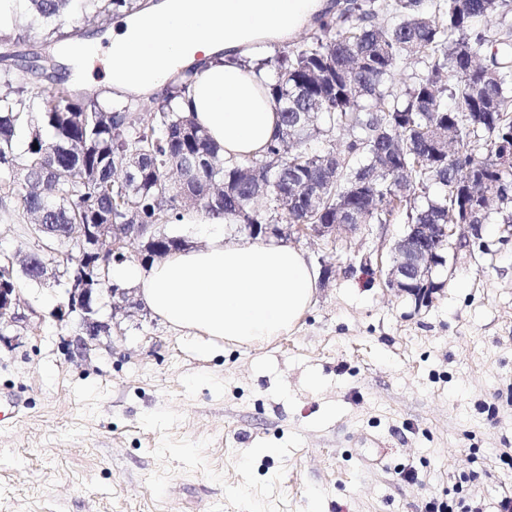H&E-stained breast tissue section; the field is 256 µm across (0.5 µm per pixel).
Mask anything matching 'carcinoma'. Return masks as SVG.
Masks as SVG:
<instances>
[{
    "mask_svg": "<svg viewBox=\"0 0 512 512\" xmlns=\"http://www.w3.org/2000/svg\"><path fill=\"white\" fill-rule=\"evenodd\" d=\"M38 27L0 28V51L38 36L51 47L77 36L80 17L102 23L140 10L137 0H24ZM392 22H377L379 13ZM512 0H344L318 19V34L277 52L265 82L281 129L260 157L227 160L194 116L178 109L190 68L169 83L149 118L129 121V107L88 95L61 79L33 91L25 65H0V204L12 202L20 236L36 246L21 265L0 252V288L48 278L65 288H110L112 235L126 224L165 232L140 240L150 263L185 247L167 232L196 215L236 224H335L346 212L361 224L466 222L475 203L472 174L494 190L498 214L512 223V24L481 29ZM424 73L403 92L391 77L403 58ZM453 100L448 106L447 99ZM317 115L319 125L298 123ZM337 130L343 148L314 147ZM458 143L452 155L432 139ZM38 149H33V146ZM336 156V175L327 173ZM358 158L356 166L350 159ZM440 192L430 194V187Z\"/></svg>",
    "mask_w": 512,
    "mask_h": 512,
    "instance_id": "carcinoma-1",
    "label": "carcinoma"
}]
</instances>
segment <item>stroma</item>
Returning <instances> with one entry per match:
<instances>
[{
  "mask_svg": "<svg viewBox=\"0 0 512 512\" xmlns=\"http://www.w3.org/2000/svg\"><path fill=\"white\" fill-rule=\"evenodd\" d=\"M404 219L289 245L318 273L290 331L210 345L137 304L87 355L58 284L0 347V512H423L512 487V241L448 254L427 306L386 285ZM414 468L420 484L397 478Z\"/></svg>",
  "mask_w": 512,
  "mask_h": 512,
  "instance_id": "obj_1",
  "label": "stroma"
}]
</instances>
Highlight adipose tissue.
<instances>
[{"mask_svg":"<svg viewBox=\"0 0 512 512\" xmlns=\"http://www.w3.org/2000/svg\"><path fill=\"white\" fill-rule=\"evenodd\" d=\"M327 0H158L117 19L109 46L88 36L68 45L65 65L83 66L106 51L108 83L136 96L163 93L182 67L195 68L189 107L228 159L258 157L273 139L278 110L253 62L260 45L307 28ZM113 277L134 284L140 300L172 329L239 345L293 329L310 306L317 279L304 255L259 239L228 242L215 231L205 247L186 248Z\"/></svg>","mask_w":512,"mask_h":512,"instance_id":"obj_1","label":"adipose tissue"}]
</instances>
